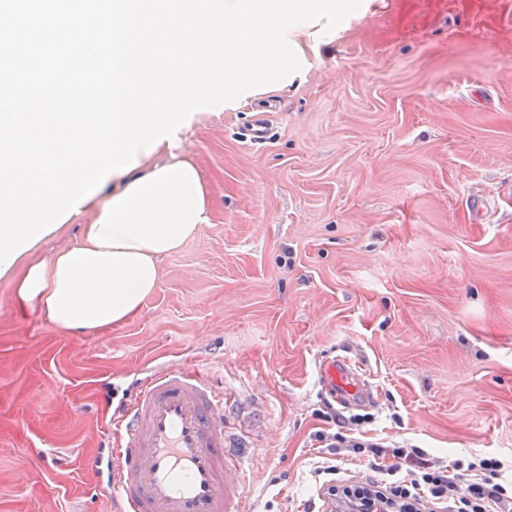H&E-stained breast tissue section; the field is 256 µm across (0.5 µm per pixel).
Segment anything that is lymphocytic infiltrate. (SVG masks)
Segmentation results:
<instances>
[{"instance_id": "obj_1", "label": "lymphocytic infiltrate", "mask_w": 512, "mask_h": 512, "mask_svg": "<svg viewBox=\"0 0 512 512\" xmlns=\"http://www.w3.org/2000/svg\"><path fill=\"white\" fill-rule=\"evenodd\" d=\"M318 441L346 445L372 459V476L358 484H331L327 495L355 512H512V489L503 483L505 464L479 457L443 465L421 448L391 447L339 434Z\"/></svg>"}]
</instances>
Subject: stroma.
Listing matches in <instances>:
<instances>
[{"instance_id": "obj_1", "label": "stroma", "mask_w": 512, "mask_h": 512, "mask_svg": "<svg viewBox=\"0 0 512 512\" xmlns=\"http://www.w3.org/2000/svg\"><path fill=\"white\" fill-rule=\"evenodd\" d=\"M180 135L211 221L126 322L62 331L0 280V512H107L115 407L193 360L232 409L256 512H320L318 432L512 463V0H366L345 36ZM273 105L267 143L242 132ZM358 357L372 401L322 362ZM32 449L29 460L15 452ZM360 365L347 357L328 358L320 367L319 382L336 401L344 404L347 396H366L368 389L359 374Z\"/></svg>"}]
</instances>
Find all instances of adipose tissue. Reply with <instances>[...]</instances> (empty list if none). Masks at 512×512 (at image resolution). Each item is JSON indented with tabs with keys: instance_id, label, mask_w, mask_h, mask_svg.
Returning <instances> with one entry per match:
<instances>
[{
	"instance_id": "1",
	"label": "adipose tissue",
	"mask_w": 512,
	"mask_h": 512,
	"mask_svg": "<svg viewBox=\"0 0 512 512\" xmlns=\"http://www.w3.org/2000/svg\"><path fill=\"white\" fill-rule=\"evenodd\" d=\"M116 187L80 207L92 219L81 238L40 261L18 256L26 267L14 294L37 305L65 331L100 332L136 314L159 285L161 258L176 253L210 221V190L194 159L161 144L139 155Z\"/></svg>"
}]
</instances>
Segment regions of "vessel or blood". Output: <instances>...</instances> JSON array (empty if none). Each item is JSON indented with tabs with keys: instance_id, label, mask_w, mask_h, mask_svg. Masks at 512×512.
<instances>
[{
	"instance_id": "obj_1",
	"label": "vessel or blood",
	"mask_w": 512,
	"mask_h": 512,
	"mask_svg": "<svg viewBox=\"0 0 512 512\" xmlns=\"http://www.w3.org/2000/svg\"><path fill=\"white\" fill-rule=\"evenodd\" d=\"M359 368L326 359L319 382L345 403L368 393ZM230 440L224 400L196 363L155 372L112 416V512H251L247 470Z\"/></svg>"
}]
</instances>
